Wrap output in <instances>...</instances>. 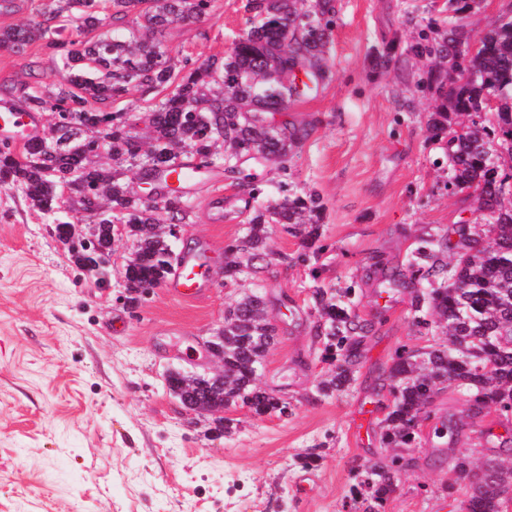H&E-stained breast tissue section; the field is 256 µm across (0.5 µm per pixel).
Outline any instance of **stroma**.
Segmentation results:
<instances>
[{"label":"stroma","mask_w":512,"mask_h":512,"mask_svg":"<svg viewBox=\"0 0 512 512\" xmlns=\"http://www.w3.org/2000/svg\"><path fill=\"white\" fill-rule=\"evenodd\" d=\"M247 0H214L199 21L168 28L161 39L177 62L223 57L248 25ZM446 0H336L327 46L335 76L313 99L295 103L289 119L315 129L288 171L258 167L265 201L284 187L318 192L325 205L321 236L269 227L279 253L261 274L278 340L260 372L263 388L288 404L287 416L225 410L229 433L213 416L188 412L172 397V370L205 372V348L224 310L254 290L253 280L225 281L224 249L252 215L247 197L224 178L215 156L206 182L190 187L191 219L172 239L205 249L211 279L188 301L154 288L136 308L124 299L128 236L112 254L110 287L79 268L58 238L54 218L17 189L0 190V512H349L352 461L389 455L379 443L389 395L377 378L397 352L432 343L408 292L376 294L369 267L406 262L419 241L456 243L461 221L477 224L473 197L449 193L445 142L426 130L435 105L417 88L418 68L400 64L427 25L444 26ZM390 54L388 68L377 65ZM59 60L40 44L0 49V99L60 80ZM224 193V213L209 206ZM352 289L354 308L375 324L351 390L321 397L330 366L314 337L313 288ZM468 395L441 391L423 421L410 467L401 471L386 512H466L468 492L443 495L432 460L434 428L464 424L459 449L496 457L493 439L512 434V414L467 417ZM317 450L315 467L298 457Z\"/></svg>","instance_id":"35a3bbf8"}]
</instances>
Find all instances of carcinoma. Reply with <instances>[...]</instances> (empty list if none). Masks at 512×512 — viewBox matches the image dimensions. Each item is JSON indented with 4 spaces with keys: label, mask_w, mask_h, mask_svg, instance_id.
<instances>
[{
    "label": "carcinoma",
    "mask_w": 512,
    "mask_h": 512,
    "mask_svg": "<svg viewBox=\"0 0 512 512\" xmlns=\"http://www.w3.org/2000/svg\"><path fill=\"white\" fill-rule=\"evenodd\" d=\"M481 0H448V25L434 29L407 48L403 63L432 62L416 85L434 91L443 103L429 114L435 134L447 133L445 156L451 176L448 188L476 194L477 210L489 223L487 240L479 245L463 238L462 253L448 263V239L423 240L411 253L416 285L408 286L397 267L375 268L385 288L409 291L410 306L430 316L428 325L445 341L400 353L386 371L391 404L382 421L380 443L395 451L411 448L419 422L427 413L429 392L454 386L481 399L484 408L512 410V14H500L472 35L462 20ZM249 27L222 58H210L177 71L161 42L127 28L135 16L146 31L190 24L208 13L211 0H42L27 24L0 27V48L19 52L40 41L54 52L64 47L62 33L73 24L79 32L96 31L82 49L60 57L67 76L54 88L25 97V106L56 115L49 141L35 137L22 153L0 147V188H17L45 214L64 210L63 188L92 207L98 224L99 256L112 249L114 223L124 225L135 242L134 258L125 268L130 305L141 288L162 285L182 256H172L164 224L187 223L191 207L187 187L161 181L163 173L185 151L199 160L224 149V174L257 202L245 236L224 251V278H258L260 263L273 256L268 225L280 224L288 234L304 229L318 235L325 205L315 191L288 195L274 204L260 198L264 189L244 161L286 168L294 152L314 130L312 123H274L270 116L296 102L315 97L333 77L327 44L336 15L335 0H248ZM156 92L152 143L142 148L129 131L126 112H104L95 104L115 101L133 89ZM492 108L494 121L464 125L461 116H477ZM107 146L115 162L143 170L157 200L149 203L120 183L114 172L93 164L92 156ZM108 200L105 210L97 201ZM311 299L318 314L316 336L332 374L317 386L330 397L348 392L357 381L363 348L374 325L353 310L349 292L321 286ZM277 342V327L268 315L261 289L245 295L224 311V386L212 374L198 373L194 384L181 388V373L171 371L170 393L195 404L213 401L229 408L241 403L258 417L288 414V405L259 386V367L268 347ZM505 458L478 463L461 451L437 456L451 478L443 491L451 495L468 482L467 512H508L512 504V439L499 441ZM395 454L388 463L354 466L352 512H385L399 478Z\"/></svg>",
    "instance_id": "carcinoma-1"
}]
</instances>
